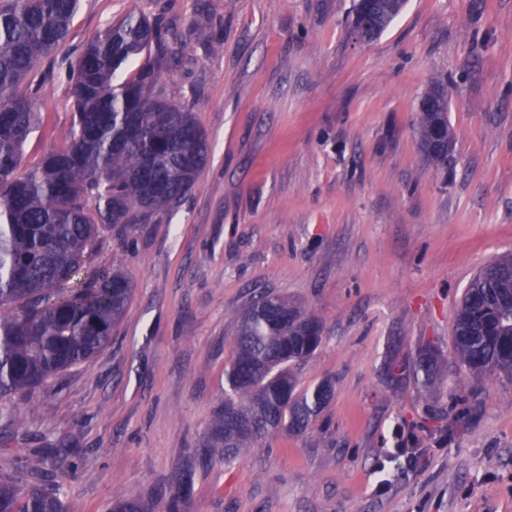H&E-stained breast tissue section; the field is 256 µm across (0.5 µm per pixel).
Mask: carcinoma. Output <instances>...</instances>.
I'll use <instances>...</instances> for the list:
<instances>
[{
    "instance_id": "cac0c4a2",
    "label": "carcinoma",
    "mask_w": 512,
    "mask_h": 512,
    "mask_svg": "<svg viewBox=\"0 0 512 512\" xmlns=\"http://www.w3.org/2000/svg\"><path fill=\"white\" fill-rule=\"evenodd\" d=\"M405 0L357 5L352 30L371 42ZM78 0H11L0 9V394H29L112 340L132 284L119 270L88 261L107 229L152 224L177 208L208 161L205 131L188 105L165 95L153 49L161 23L132 13L97 33L73 69L74 118L64 143L23 168V146L38 112L27 86L38 65L65 41ZM448 86L422 97L418 133L437 169L452 160ZM458 363L472 376L512 379V255L480 270L454 321ZM323 327L314 315L267 292L235 318L224 369V404L203 447L228 462L278 432H304L333 395L323 381L298 387L291 366L312 355ZM416 377L435 384L434 360ZM26 488L0 479V512H64L60 486ZM111 512H158L120 497Z\"/></svg>"
}]
</instances>
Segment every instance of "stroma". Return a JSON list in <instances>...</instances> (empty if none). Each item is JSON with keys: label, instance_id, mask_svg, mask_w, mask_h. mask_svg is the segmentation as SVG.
<instances>
[{"label": "stroma", "instance_id": "stroma-1", "mask_svg": "<svg viewBox=\"0 0 512 512\" xmlns=\"http://www.w3.org/2000/svg\"><path fill=\"white\" fill-rule=\"evenodd\" d=\"M353 0H79L66 42L34 75L37 165L73 112L71 70L97 32L135 12L168 22L162 81L211 151L158 224L108 229L91 260L133 292L111 343L31 396L0 397V477L67 472L65 512L186 491L190 512H512V381L454 359L471 279L512 253V0H407L370 43ZM448 85L456 162L428 165L418 104ZM270 291L318 317L300 388L323 412L224 463L204 448L224 401L236 313ZM437 353L436 385L409 373ZM468 397L453 436L432 411ZM415 468L382 491L398 444ZM401 457L400 448H395V452L386 456L389 463H394L393 469L387 468L384 462H381L374 470L376 474V489L383 490L392 482V479L403 470L401 463L398 462Z\"/></svg>", "mask_w": 512, "mask_h": 512}]
</instances>
